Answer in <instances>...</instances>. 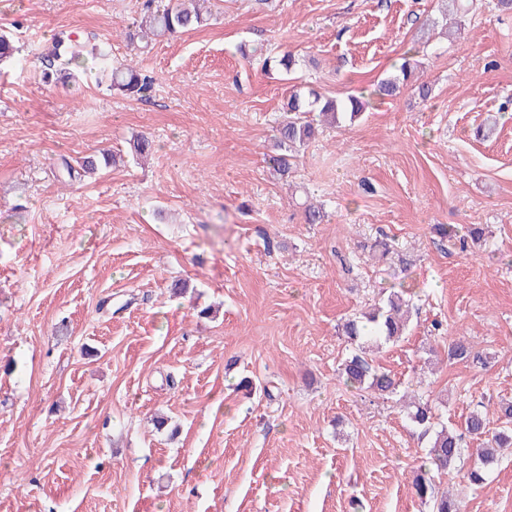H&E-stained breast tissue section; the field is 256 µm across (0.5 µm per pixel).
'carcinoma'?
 I'll return each mask as SVG.
<instances>
[{"mask_svg": "<svg viewBox=\"0 0 512 512\" xmlns=\"http://www.w3.org/2000/svg\"><path fill=\"white\" fill-rule=\"evenodd\" d=\"M154 0H147L146 11L136 21L138 34L129 38L140 39V50L148 48L149 42L159 37H175L179 34L202 26L212 15L213 0H172L164 8H153ZM91 56L96 64L110 70V87L124 95H142L150 90L153 79L128 65H112L109 53L95 48L86 51L77 41L60 33L55 35L45 48L44 58L54 63L59 62L70 70L81 67L84 57ZM398 74L381 80L378 92L391 95L398 84L408 80L411 74L409 53H404L401 63L396 66ZM364 96L350 95L344 100L326 98L312 89L292 86L287 102L284 104L285 119L279 126L275 137L273 155L268 163L283 178L288 177L293 154L305 146L313 137L315 127L308 115L317 112L325 121L338 125L353 122L365 108ZM100 161L86 157L79 169L66 167L68 177L76 175L90 177L97 173ZM410 299L398 291L391 292L383 304L362 312L345 321L342 331L350 343L358 347V352L346 358L341 364V377L344 384L352 388H367L380 395L395 393L398 384L386 372L373 369L364 356L373 346L387 344L398 340L404 332ZM448 357L465 362H480L481 357L472 352L470 346L462 339L448 344ZM408 417L423 435L429 437L427 456L419 467L413 480L417 495L430 502L432 512H461L458 501L448 496V492L435 491L433 472H442L452 466L461 456V437L455 431L436 422L434 407L428 400H414L408 403ZM497 418L502 423L498 431L489 433V419L483 411H473L467 417L465 430L474 438L484 440L487 447L477 452L476 459L467 471V478L473 484L484 480L486 468L497 462V449L512 445V401L502 400L498 403Z\"/></svg>", "mask_w": 512, "mask_h": 512, "instance_id": "obj_1", "label": "carcinoma"}]
</instances>
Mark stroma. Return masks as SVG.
<instances>
[{
    "instance_id": "stroma-1",
    "label": "stroma",
    "mask_w": 512,
    "mask_h": 512,
    "mask_svg": "<svg viewBox=\"0 0 512 512\" xmlns=\"http://www.w3.org/2000/svg\"><path fill=\"white\" fill-rule=\"evenodd\" d=\"M142 3L0 0L21 47L0 62V512H429L402 394L456 428L512 399V12L474 0L448 35L437 0H221L142 54L125 37ZM62 31L153 88L113 94L90 61L47 80ZM408 51L410 79L374 96ZM288 52L302 85L373 97L284 183L266 155L290 84L263 60ZM105 149L121 162L61 179ZM401 286L409 331L370 354L397 394L347 388L342 323ZM461 337L483 363L448 360ZM478 446L436 485L512 512V447L477 487Z\"/></svg>"
}]
</instances>
